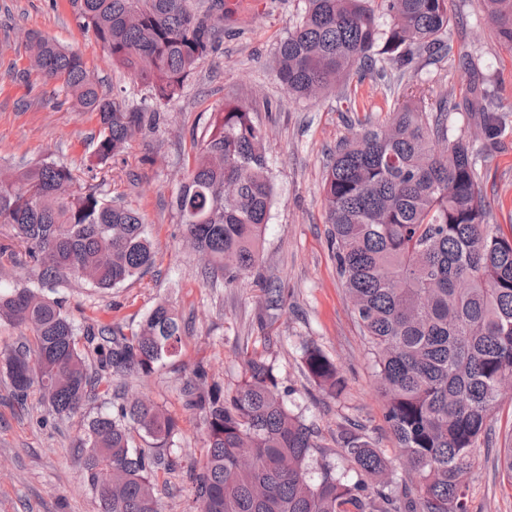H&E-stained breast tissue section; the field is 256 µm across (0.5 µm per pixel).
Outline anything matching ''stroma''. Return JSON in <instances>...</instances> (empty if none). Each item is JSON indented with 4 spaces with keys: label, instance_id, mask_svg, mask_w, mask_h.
<instances>
[{
    "label": "stroma",
    "instance_id": "stroma-1",
    "mask_svg": "<svg viewBox=\"0 0 512 512\" xmlns=\"http://www.w3.org/2000/svg\"><path fill=\"white\" fill-rule=\"evenodd\" d=\"M304 7V0H234L217 52L186 81L176 102L156 107L143 86L112 69L101 44L83 31L70 0H0V164L46 160L68 166L82 185L138 209L156 253L147 273L120 288L99 290L66 274L49 296L63 300L81 326L92 318L128 334L160 302L188 325L179 356L151 376L113 379L108 395L68 418L50 416L35 389L25 410H18L10 382L0 374V512H101L82 479L78 447L90 417L134 397L149 398L178 419L177 453L185 466L158 472L157 497L162 512H194L187 468L203 456L205 431L201 419L184 408L180 389L200 361L215 381L233 385L244 374L245 355L255 352L290 389L287 404L315 423L330 462L345 464L335 438L349 418L367 428L391 461L395 482H409L329 248L321 194L328 151L388 118L400 72L388 63L384 79L350 80L353 112L346 90L315 100L290 94L277 77V51ZM450 9L454 21L445 49L416 58L411 83L423 89L430 109L441 98L462 97L473 75L485 76L500 89L512 123V50L500 44L481 0H452ZM33 35L79 55L106 97L147 113L146 126L108 171L88 169L100 129L97 114L74 111L60 83L32 68L27 45ZM230 102L250 106L266 129L274 185L259 267L233 284L202 277L203 260L183 237L171 207L194 144L214 112ZM476 169L491 223L512 226V130L497 152L478 157ZM308 342L319 345L343 373L342 401L326 398L304 375L301 357ZM489 427L468 477L471 510L512 512V486L495 470L499 449L512 444L511 391L504 392Z\"/></svg>",
    "mask_w": 512,
    "mask_h": 512
}]
</instances>
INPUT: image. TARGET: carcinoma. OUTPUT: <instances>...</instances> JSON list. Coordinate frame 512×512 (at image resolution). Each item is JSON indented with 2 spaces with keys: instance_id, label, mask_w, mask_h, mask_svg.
Here are the masks:
<instances>
[{
  "instance_id": "cac0c4a2",
  "label": "carcinoma",
  "mask_w": 512,
  "mask_h": 512,
  "mask_svg": "<svg viewBox=\"0 0 512 512\" xmlns=\"http://www.w3.org/2000/svg\"><path fill=\"white\" fill-rule=\"evenodd\" d=\"M500 43L512 49V0H482ZM81 27L149 98L176 101L185 81L216 51L224 0H71ZM449 0H305L278 48L277 74L294 95L317 99L344 77L387 55L402 73L415 52L444 47ZM386 16L384 29L379 19ZM31 65L61 83L73 107L94 112L100 130L91 167H108L145 122L99 91L80 57L40 36ZM409 85L390 118L344 141L327 166L323 195L329 241L372 357L384 417L415 483L394 484L391 463L365 430L343 429L342 471L316 457L317 430L288 408L274 366L253 353L245 376L225 387L198 362L181 389L199 415L206 446L192 476L197 512H470V471L499 397L512 389V233L487 221L476 181L478 153L501 145L507 124L486 80L468 87L462 108L480 131L448 136ZM266 131L250 109L226 104L213 114L172 200L179 225L205 257L206 277L234 282L259 265L273 186ZM0 224L11 228L0 257L41 268L49 286L68 270L109 290L155 261L138 210L84 187L63 164L0 167ZM28 329L33 346L0 355L14 397L32 388L58 418L102 394L114 375L148 376L178 356L185 324L159 303L139 329L80 330L63 301L17 287L0 290V322ZM306 375L331 399L346 389L335 361L310 342ZM149 438L131 445L132 432ZM178 421L136 397L91 418L81 472L101 512H160L155 478L179 465ZM512 485V448L496 457Z\"/></svg>"
}]
</instances>
